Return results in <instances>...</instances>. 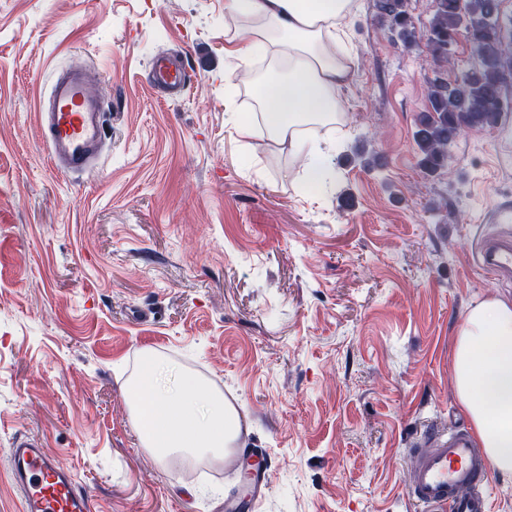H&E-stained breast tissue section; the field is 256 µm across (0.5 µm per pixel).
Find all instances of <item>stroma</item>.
<instances>
[{"instance_id":"35a3bbf8","label":"stroma","mask_w":512,"mask_h":512,"mask_svg":"<svg viewBox=\"0 0 512 512\" xmlns=\"http://www.w3.org/2000/svg\"><path fill=\"white\" fill-rule=\"evenodd\" d=\"M335 173L241 138L224 73V0H0V512H20L13 437L32 435L92 512H226L225 463L141 447L126 397L150 349L237 406L239 444L271 461L247 512H420L411 450L469 429L451 357L468 309L512 282L475 262L512 209V78L492 128L420 165L413 134L435 73L378 9L346 24ZM160 52L193 68L181 96L147 80ZM81 67L111 102L107 151L70 180L37 129L55 72Z\"/></svg>"}]
</instances>
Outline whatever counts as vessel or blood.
<instances>
[{
    "mask_svg": "<svg viewBox=\"0 0 512 512\" xmlns=\"http://www.w3.org/2000/svg\"><path fill=\"white\" fill-rule=\"evenodd\" d=\"M150 77L161 96L173 98L188 85L191 74L181 58L162 54L152 61ZM88 87L84 70L57 74L47 96L48 109L38 114L48 158L67 177L92 170L105 143L106 103ZM477 258L481 266L511 280L512 232L506 229L483 239ZM412 459L409 493L424 512H490L489 463L464 430L431 434L413 449ZM9 478L22 493V512H92L89 495L71 471L32 436L13 438Z\"/></svg>",
    "mask_w": 512,
    "mask_h": 512,
    "instance_id": "obj_1",
    "label": "vessel or blood"
}]
</instances>
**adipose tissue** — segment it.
Returning a JSON list of instances; mask_svg holds the SVG:
<instances>
[{
	"mask_svg": "<svg viewBox=\"0 0 512 512\" xmlns=\"http://www.w3.org/2000/svg\"><path fill=\"white\" fill-rule=\"evenodd\" d=\"M357 0H226L224 71L242 72L253 100L238 115L241 136L263 128L272 142L303 159L309 179L327 177L314 127L341 125L338 92L352 77L355 55L345 21ZM458 405L494 473L512 477V301L490 297L472 306L453 355ZM140 444L157 460L181 454L223 460L240 417L223 394L194 372L146 350L127 385Z\"/></svg>",
	"mask_w": 512,
	"mask_h": 512,
	"instance_id": "1",
	"label": "adipose tissue"
}]
</instances>
